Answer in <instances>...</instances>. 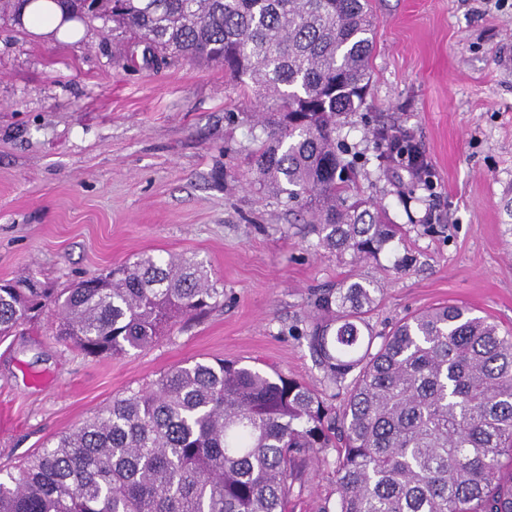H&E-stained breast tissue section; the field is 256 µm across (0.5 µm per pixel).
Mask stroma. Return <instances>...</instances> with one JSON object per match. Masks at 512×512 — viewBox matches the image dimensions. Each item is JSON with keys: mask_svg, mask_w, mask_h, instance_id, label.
I'll list each match as a JSON object with an SVG mask.
<instances>
[{"mask_svg": "<svg viewBox=\"0 0 512 512\" xmlns=\"http://www.w3.org/2000/svg\"><path fill=\"white\" fill-rule=\"evenodd\" d=\"M370 5L369 87L340 131L362 154V195L405 233L357 264L315 250L311 225L254 186L257 107L222 68L144 65L142 45L98 21L46 42L0 12V279L60 291L146 251L195 257L224 290L205 316L121 357L57 339L51 307L0 342V467L192 359L255 364L342 407L306 333L318 294L345 282L379 288V336L445 302L512 328V0ZM382 122L411 133L436 187L379 166ZM335 457L307 464L288 512L332 507Z\"/></svg>", "mask_w": 512, "mask_h": 512, "instance_id": "stroma-1", "label": "stroma"}]
</instances>
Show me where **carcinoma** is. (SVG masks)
I'll return each mask as SVG.
<instances>
[{"mask_svg":"<svg viewBox=\"0 0 512 512\" xmlns=\"http://www.w3.org/2000/svg\"><path fill=\"white\" fill-rule=\"evenodd\" d=\"M63 21L110 19L150 60L217 65L260 97L259 189L305 214L316 247L376 260L401 225L354 193L338 119L369 83V0H54ZM51 296L0 282V339L51 301L56 336L90 357L147 348L218 304L203 262L136 255ZM380 289L315 301L308 341L339 413L303 382L224 359L189 360L115 398L0 476V512H287L303 464L336 451L332 512H512V331L457 305L428 307L374 345Z\"/></svg>","mask_w":512,"mask_h":512,"instance_id":"carcinoma-1","label":"carcinoma"}]
</instances>
